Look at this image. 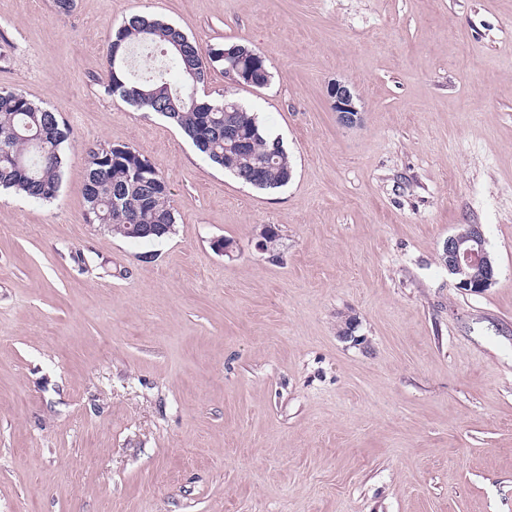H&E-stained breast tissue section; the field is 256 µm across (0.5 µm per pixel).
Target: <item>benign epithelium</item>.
I'll return each instance as SVG.
<instances>
[{
  "label": "benign epithelium",
  "mask_w": 512,
  "mask_h": 512,
  "mask_svg": "<svg viewBox=\"0 0 512 512\" xmlns=\"http://www.w3.org/2000/svg\"><path fill=\"white\" fill-rule=\"evenodd\" d=\"M327 96L341 125L354 127L361 124L363 115L349 84L339 80L330 83ZM443 260L456 287L464 292L483 293L496 283L497 266L486 248L484 232L479 224H463L449 236L443 247ZM472 268L483 269V278L471 280L468 270Z\"/></svg>",
  "instance_id": "7a95c632"
}]
</instances>
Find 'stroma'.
I'll return each instance as SVG.
<instances>
[{
    "mask_svg": "<svg viewBox=\"0 0 512 512\" xmlns=\"http://www.w3.org/2000/svg\"><path fill=\"white\" fill-rule=\"evenodd\" d=\"M136 14L262 53L267 86L203 90L282 140L286 186L103 93ZM0 87L71 134L55 200L0 194V512H512V0H0ZM108 142L167 178L169 236L87 223ZM462 224L483 294L441 264ZM330 107L336 112L337 121L345 127L360 125L363 120L361 110L356 104V96L349 84L336 80L327 87ZM443 260L448 273L455 280L456 288L461 291L483 293L496 283L497 266L486 248L481 225L462 224L459 230L446 240ZM472 268H482L483 278L472 281L467 271Z\"/></svg>",
    "mask_w": 512,
    "mask_h": 512,
    "instance_id": "35a3bbf8",
    "label": "stroma"
}]
</instances>
